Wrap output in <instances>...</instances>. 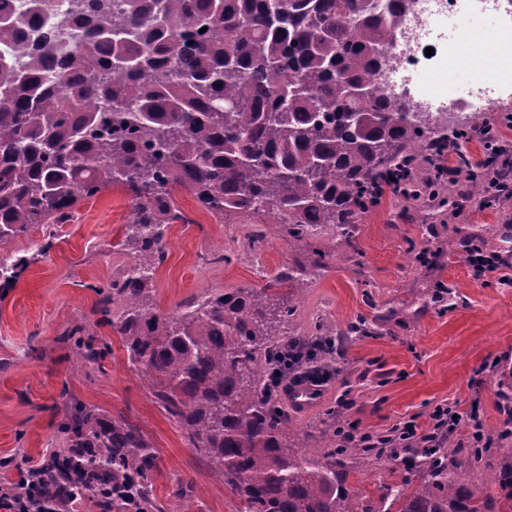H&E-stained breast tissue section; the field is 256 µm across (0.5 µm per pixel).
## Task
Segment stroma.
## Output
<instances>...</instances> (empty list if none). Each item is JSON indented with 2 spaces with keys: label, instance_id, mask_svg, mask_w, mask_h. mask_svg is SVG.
<instances>
[{
  "label": "stroma",
  "instance_id": "obj_1",
  "mask_svg": "<svg viewBox=\"0 0 512 512\" xmlns=\"http://www.w3.org/2000/svg\"><path fill=\"white\" fill-rule=\"evenodd\" d=\"M173 195L188 221L170 225L165 236L166 259L150 291L160 314L230 288L264 292L270 277L317 246L327 253L326 266L306 281L289 334L312 340L323 322L340 329L360 315L371 322L369 334L339 346L320 402L289 412L288 423L304 442L317 445L342 428L391 436L411 419L427 425L439 405L462 415L479 405L484 427L502 432L500 403L503 394L512 395V287L475 281L467 255L479 246L512 258V202L495 209L467 203L459 214L421 224L412 205L386 197L355 225L349 241L328 225L314 242H291L280 225L266 224L267 276L258 279L246 225L216 223L183 187ZM130 212L129 194L110 189L80 201L69 223L34 224L0 245L31 258L16 287L0 291V461H9L0 464V474L15 478L43 459L76 399L141 428L156 450L154 486L165 512H238L223 476L155 403L116 333L92 313L94 285L130 262L117 248ZM48 237L52 249L38 255L37 243ZM211 251L233 260L199 263V255ZM80 321L111 346L101 369L82 365L62 340ZM392 471L404 476L401 460H361L347 480L350 494L377 500ZM185 486L190 496H181Z\"/></svg>",
  "mask_w": 512,
  "mask_h": 512
}]
</instances>
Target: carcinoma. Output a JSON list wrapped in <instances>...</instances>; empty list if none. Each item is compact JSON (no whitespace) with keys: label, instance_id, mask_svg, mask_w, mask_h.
<instances>
[{"label":"carcinoma","instance_id":"cac0c4a2","mask_svg":"<svg viewBox=\"0 0 512 512\" xmlns=\"http://www.w3.org/2000/svg\"><path fill=\"white\" fill-rule=\"evenodd\" d=\"M68 2L62 11L55 0H31L29 13L52 21L47 29L0 16V40L25 57L19 66L0 56V241L32 224H65L79 200L106 189L131 193L118 246L143 273L91 286L92 314L115 328L154 401L224 474L239 512H490L469 487L471 468L448 462L441 448L411 462L418 487L409 478L384 483L377 508L345 486L347 460L372 449L330 441L312 452L291 448L274 394L273 327L289 323L293 306L234 288L162 315L148 297L168 227L188 223L176 186L222 224H281L296 241L331 224L349 237L365 214L363 191L380 177H393L390 192L401 202L418 201L428 186L439 207H459L433 171L421 183L403 175L408 158H434L451 141L456 165L469 172L468 196H484L465 144L485 122L432 123L411 99H391L379 86L410 0L386 10L371 0ZM204 26L209 38L183 39ZM97 96L108 102L106 117L87 106ZM324 259L312 252L274 284L299 292L307 269ZM29 264L11 257L0 288L14 287ZM321 328L331 348L338 336L367 332L364 317L345 332ZM64 338L85 364L102 368L106 347L85 326ZM58 433L39 473L60 492L87 469L96 486L112 487L117 512L129 508V488L139 492L136 512H163L156 451L139 426L75 401ZM493 481L505 491L498 507L512 512V463Z\"/></svg>","mask_w":512,"mask_h":512}]
</instances>
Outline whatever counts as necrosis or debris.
I'll list each match as a JSON object with an SVG mask.
<instances>
[{"mask_svg":"<svg viewBox=\"0 0 512 512\" xmlns=\"http://www.w3.org/2000/svg\"><path fill=\"white\" fill-rule=\"evenodd\" d=\"M476 14L496 19L502 11L496 0H412L382 65L384 88L407 95L438 121L449 109L465 119L484 112L492 95L512 89V54L495 55L489 68L472 63L468 23ZM450 57L467 61L466 85L449 82L440 92H427L425 77L442 71Z\"/></svg>","mask_w":512,"mask_h":512,"instance_id":"1","label":"necrosis or debris"}]
</instances>
